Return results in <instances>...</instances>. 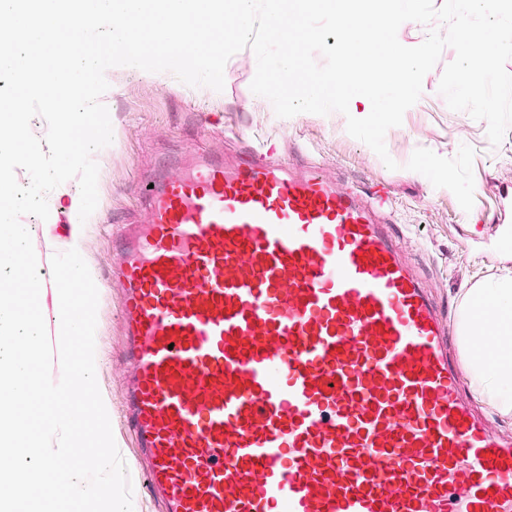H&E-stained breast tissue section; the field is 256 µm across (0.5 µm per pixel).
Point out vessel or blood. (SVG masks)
Listing matches in <instances>:
<instances>
[{"label": "vessel or blood", "instance_id": "1", "mask_svg": "<svg viewBox=\"0 0 512 512\" xmlns=\"http://www.w3.org/2000/svg\"><path fill=\"white\" fill-rule=\"evenodd\" d=\"M110 378L152 512H512V436L377 184L277 140L139 179Z\"/></svg>", "mask_w": 512, "mask_h": 512}]
</instances>
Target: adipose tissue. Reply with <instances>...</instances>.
I'll list each match as a JSON object with an SVG mask.
<instances>
[{
    "label": "adipose tissue",
    "mask_w": 512,
    "mask_h": 512,
    "mask_svg": "<svg viewBox=\"0 0 512 512\" xmlns=\"http://www.w3.org/2000/svg\"><path fill=\"white\" fill-rule=\"evenodd\" d=\"M484 316L492 318L494 330L479 351L471 338ZM456 342L473 391L500 415L512 418V276L469 289L459 308Z\"/></svg>",
    "instance_id": "ef3b65f1"
}]
</instances>
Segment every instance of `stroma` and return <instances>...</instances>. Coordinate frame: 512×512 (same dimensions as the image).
Returning <instances> with one entry per match:
<instances>
[{"mask_svg":"<svg viewBox=\"0 0 512 512\" xmlns=\"http://www.w3.org/2000/svg\"><path fill=\"white\" fill-rule=\"evenodd\" d=\"M454 58L452 48L443 50L423 79L418 102L387 132L393 170L348 134L341 113L281 118L261 110L250 89L256 72L251 49L228 60L219 92L188 86L169 72L108 69L109 88L100 101L109 110L113 141L93 155L98 204L86 225L87 265L101 275L112 243L108 225L123 223L138 209L141 166L193 148L219 152L236 140L279 136L285 149H309L344 181L386 183L406 246L439 301L456 313L465 289L512 275V243L502 244L496 232L502 219L512 220V203L503 198L512 193V130L492 145L485 121L447 106L438 88Z\"/></svg>","mask_w":512,"mask_h":512,"instance_id":"1","label":"stroma"}]
</instances>
